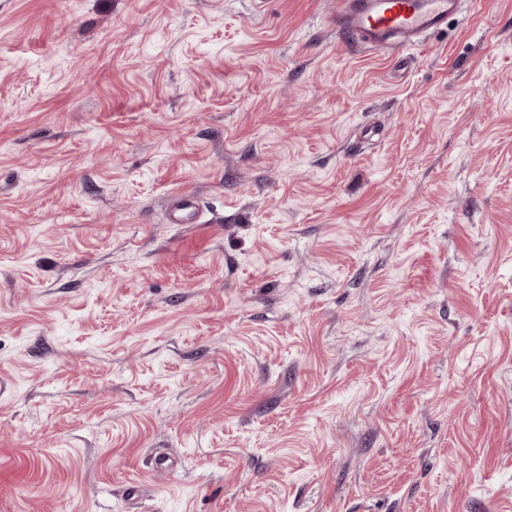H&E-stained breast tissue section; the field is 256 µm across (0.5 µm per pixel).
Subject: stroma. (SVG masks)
Wrapping results in <instances>:
<instances>
[{
    "mask_svg": "<svg viewBox=\"0 0 512 512\" xmlns=\"http://www.w3.org/2000/svg\"><path fill=\"white\" fill-rule=\"evenodd\" d=\"M335 3L0 0V512H512V0ZM461 0H336L333 22L345 38L373 49L422 53L448 26ZM200 209L197 197L190 193H182L173 197L169 207L170 224H187L196 220V215Z\"/></svg>",
    "mask_w": 512,
    "mask_h": 512,
    "instance_id": "35a3bbf8",
    "label": "stroma"
}]
</instances>
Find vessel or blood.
<instances>
[{"instance_id": "b4317fda", "label": "vessel or blood", "mask_w": 512, "mask_h": 512, "mask_svg": "<svg viewBox=\"0 0 512 512\" xmlns=\"http://www.w3.org/2000/svg\"><path fill=\"white\" fill-rule=\"evenodd\" d=\"M460 10L461 0H336L333 22L341 35L370 48L420 53L427 37L442 31ZM199 209L195 195H176L168 221L188 223Z\"/></svg>"}]
</instances>
